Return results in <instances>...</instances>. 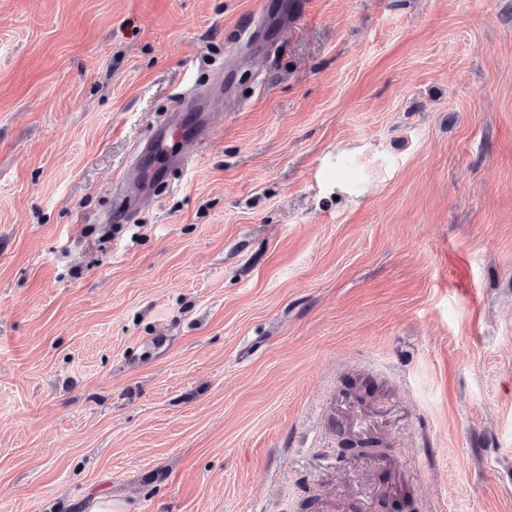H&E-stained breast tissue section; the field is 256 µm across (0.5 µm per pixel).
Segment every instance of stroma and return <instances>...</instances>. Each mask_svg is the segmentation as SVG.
I'll return each mask as SVG.
<instances>
[{
    "label": "stroma",
    "mask_w": 512,
    "mask_h": 512,
    "mask_svg": "<svg viewBox=\"0 0 512 512\" xmlns=\"http://www.w3.org/2000/svg\"><path fill=\"white\" fill-rule=\"evenodd\" d=\"M97 495L512 512V0H0V512ZM194 96H186L181 98L175 107L172 109L171 113L168 116L167 122L157 128L154 132L153 136L148 139L143 145H141L140 150L138 152V157L141 159L143 163H147L148 159L154 154L164 151L166 148V141L168 132L177 118V113L185 112L195 104Z\"/></svg>",
    "instance_id": "stroma-1"
}]
</instances>
